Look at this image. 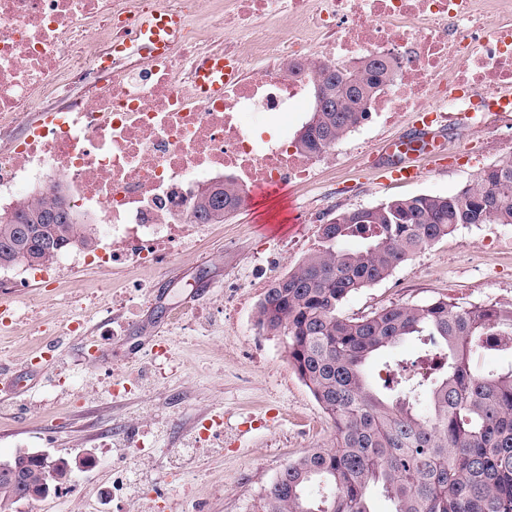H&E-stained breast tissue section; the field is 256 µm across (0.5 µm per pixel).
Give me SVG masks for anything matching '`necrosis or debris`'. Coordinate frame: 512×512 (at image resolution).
<instances>
[{"label": "necrosis or debris", "instance_id": "necrosis-or-debris-1", "mask_svg": "<svg viewBox=\"0 0 512 512\" xmlns=\"http://www.w3.org/2000/svg\"><path fill=\"white\" fill-rule=\"evenodd\" d=\"M159 13L179 30L141 54L136 23ZM216 50L239 75L206 98L196 68ZM372 55L400 67L373 106L383 123L512 112V0H0V212L61 176L111 239L83 264L160 265L203 232L188 214L212 181L311 183L331 153L243 117L285 122L314 67Z\"/></svg>", "mask_w": 512, "mask_h": 512}]
</instances>
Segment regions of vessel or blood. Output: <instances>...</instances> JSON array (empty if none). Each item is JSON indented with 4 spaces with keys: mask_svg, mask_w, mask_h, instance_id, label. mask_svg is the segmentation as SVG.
<instances>
[{
    "mask_svg": "<svg viewBox=\"0 0 512 512\" xmlns=\"http://www.w3.org/2000/svg\"><path fill=\"white\" fill-rule=\"evenodd\" d=\"M175 24L173 18L153 15L140 23L145 38L157 49H164L160 31L170 30ZM199 83L205 95H219L224 91V58L213 55L205 59L198 71ZM411 134L385 139L376 163L385 179L396 182H410L422 174L421 162L432 166L443 165L447 159V148L443 141L445 129L416 116Z\"/></svg>",
    "mask_w": 512,
    "mask_h": 512,
    "instance_id": "obj_1",
    "label": "vessel or blood"
}]
</instances>
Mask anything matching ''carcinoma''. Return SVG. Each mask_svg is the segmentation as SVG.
<instances>
[{
	"label": "carcinoma",
	"instance_id": "carcinoma-1",
	"mask_svg": "<svg viewBox=\"0 0 512 512\" xmlns=\"http://www.w3.org/2000/svg\"><path fill=\"white\" fill-rule=\"evenodd\" d=\"M398 66L367 57L350 68L322 67L310 86L326 91L330 107L310 111L295 148L317 155L369 116ZM247 189L226 178L193 204L196 224H222L246 204ZM58 196L20 202L0 213V269L42 265L91 246L87 224ZM470 224H512V158L495 163L451 194H420L338 213L318 229L319 244L276 277L257 309L260 330L286 337L288 358L331 421L335 442L288 463L270 485L261 512H371L381 490L394 512H512V365L489 375L471 357L490 349L512 355V303L459 304L437 299L400 303L369 315L342 313L354 292L388 277L409 257ZM349 238L364 248L345 250ZM410 336L427 337L426 371L373 385L366 362ZM426 398L429 413L418 409ZM23 476L0 479V512L14 507L45 474L66 479L65 466L42 456L11 457ZM324 483L313 501L306 489Z\"/></svg>",
	"mask_w": 512,
	"mask_h": 512
}]
</instances>
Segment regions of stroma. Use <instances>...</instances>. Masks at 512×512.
<instances>
[{
  "instance_id": "35a3bbf8",
  "label": "stroma",
  "mask_w": 512,
  "mask_h": 512,
  "mask_svg": "<svg viewBox=\"0 0 512 512\" xmlns=\"http://www.w3.org/2000/svg\"><path fill=\"white\" fill-rule=\"evenodd\" d=\"M412 129L357 127L336 144L335 164H318L311 186L241 209L208 225L200 242L162 265L101 268L61 254L62 282L23 280L24 265L1 275L21 288L0 302L35 311L0 334V379L24 380L27 392L0 403V458L20 451L77 461L59 495L21 512H259L270 484L289 461L332 445L329 419L288 360L284 336L262 332L256 311L278 259L285 274L319 244L305 211L324 218L407 196L456 191L481 168L512 157V123L471 131L448 124L451 161L418 181L383 180L358 141L381 145ZM479 145L481 163L464 158ZM275 273V274H276ZM512 303V224L463 226L410 257L383 282L351 295L342 311L369 314L392 303ZM100 357L86 365L73 314ZM173 368L155 372L157 351ZM51 356L49 368L33 358ZM144 447L127 442L132 428ZM101 457L111 466L98 465Z\"/></svg>"
}]
</instances>
